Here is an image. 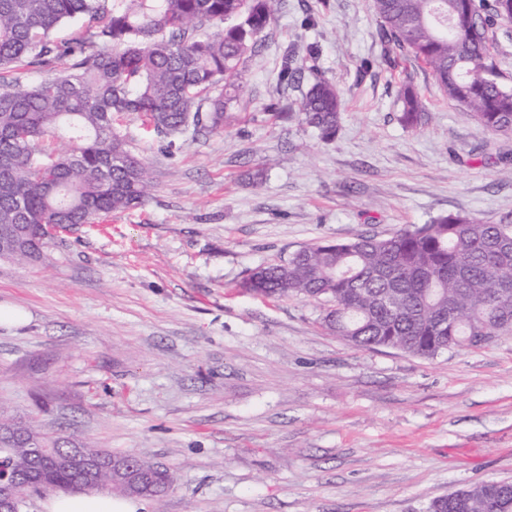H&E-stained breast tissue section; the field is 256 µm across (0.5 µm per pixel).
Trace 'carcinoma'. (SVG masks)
I'll return each instance as SVG.
<instances>
[{
    "instance_id": "1",
    "label": "carcinoma",
    "mask_w": 512,
    "mask_h": 512,
    "mask_svg": "<svg viewBox=\"0 0 512 512\" xmlns=\"http://www.w3.org/2000/svg\"><path fill=\"white\" fill-rule=\"evenodd\" d=\"M274 0H0V67L46 72L0 90V225L27 224L30 242L0 257L40 258L53 224H93L142 204L149 170L112 129L138 112L163 137L212 132L239 107L245 59L261 48ZM383 36L428 67L448 99L493 133L512 136V77L489 32L512 19V0H370ZM79 21L82 35L55 38ZM223 28L200 33L204 23ZM343 108L336 86L313 84L285 116L336 137ZM401 123L416 128L425 109L403 90ZM65 146L49 151L44 142ZM242 288L263 298L321 300L325 328L361 348L389 347L433 358L512 335V215L486 222L440 214L390 237L327 241L280 263L256 267ZM0 426V463L38 479L30 448L70 450L34 424ZM79 491L135 496L100 471ZM426 512H512V482L485 480Z\"/></svg>"
}]
</instances>
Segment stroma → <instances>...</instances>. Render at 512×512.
I'll return each instance as SVG.
<instances>
[{
  "instance_id": "obj_1",
  "label": "stroma",
  "mask_w": 512,
  "mask_h": 512,
  "mask_svg": "<svg viewBox=\"0 0 512 512\" xmlns=\"http://www.w3.org/2000/svg\"><path fill=\"white\" fill-rule=\"evenodd\" d=\"M299 83L279 82L283 58ZM319 79L333 141L280 118ZM223 130L114 131L151 191L95 224L51 231L40 259H0V410L177 470L146 512H424L482 480L512 481V335L422 358L360 349L323 302L241 284L324 240L386 238L461 212L512 213V139L448 99L381 36L368 0H276ZM426 108L404 127L402 91ZM264 176L252 182L248 172Z\"/></svg>"
}]
</instances>
